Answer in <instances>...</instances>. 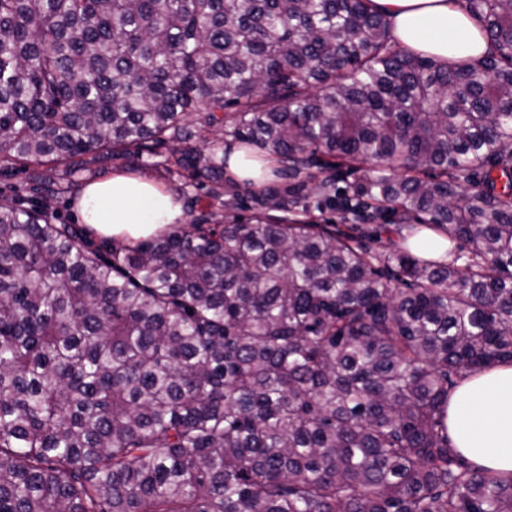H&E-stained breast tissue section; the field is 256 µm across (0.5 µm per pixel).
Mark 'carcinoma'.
<instances>
[{
  "mask_svg": "<svg viewBox=\"0 0 512 512\" xmlns=\"http://www.w3.org/2000/svg\"><path fill=\"white\" fill-rule=\"evenodd\" d=\"M369 2L0 0V169L47 167L0 195V512H512L446 424L512 363V0H460L495 51L446 64ZM226 135L288 202L56 217L90 153L219 198ZM311 193L343 222L269 214Z\"/></svg>",
  "mask_w": 512,
  "mask_h": 512,
  "instance_id": "1",
  "label": "carcinoma"
}]
</instances>
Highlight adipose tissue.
Listing matches in <instances>:
<instances>
[{
  "mask_svg": "<svg viewBox=\"0 0 512 512\" xmlns=\"http://www.w3.org/2000/svg\"><path fill=\"white\" fill-rule=\"evenodd\" d=\"M400 45L438 61H480L491 49L458 0H372ZM78 205L85 224L99 236L126 244L156 236L181 221L182 204L149 177L123 172L92 180ZM448 434L467 460L512 472V364L497 363L453 392Z\"/></svg>",
  "mask_w": 512,
  "mask_h": 512,
  "instance_id": "ef3b65f1",
  "label": "adipose tissue"
}]
</instances>
